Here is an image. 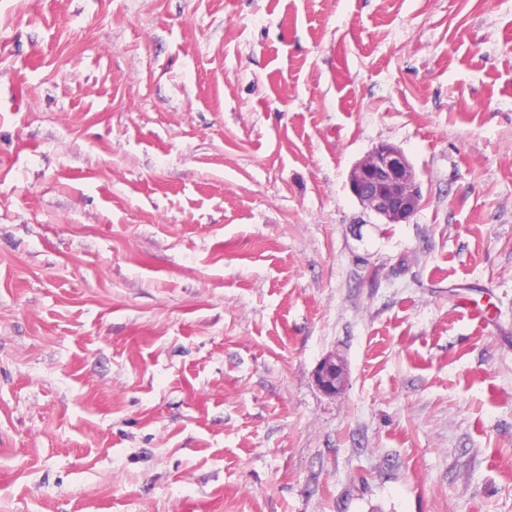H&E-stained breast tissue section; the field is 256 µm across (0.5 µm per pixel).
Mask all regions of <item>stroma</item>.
<instances>
[{
  "label": "stroma",
  "mask_w": 512,
  "mask_h": 512,
  "mask_svg": "<svg viewBox=\"0 0 512 512\" xmlns=\"http://www.w3.org/2000/svg\"><path fill=\"white\" fill-rule=\"evenodd\" d=\"M0 512H512V0H0ZM350 192L383 219V224L407 222L420 207L421 188L397 147L381 144L355 164L349 174ZM343 375V367L334 356L321 360L314 373L316 384L329 395H334L342 389Z\"/></svg>",
  "instance_id": "stroma-1"
}]
</instances>
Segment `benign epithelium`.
I'll list each match as a JSON object with an SVG mask.
<instances>
[{
    "mask_svg": "<svg viewBox=\"0 0 512 512\" xmlns=\"http://www.w3.org/2000/svg\"><path fill=\"white\" fill-rule=\"evenodd\" d=\"M350 192L387 224L408 221L420 207L421 188L404 153L391 145L375 147L349 174ZM315 382L334 395L342 389L343 367L329 356L316 367Z\"/></svg>",
    "mask_w": 512,
    "mask_h": 512,
    "instance_id": "1",
    "label": "benign epithelium"
}]
</instances>
